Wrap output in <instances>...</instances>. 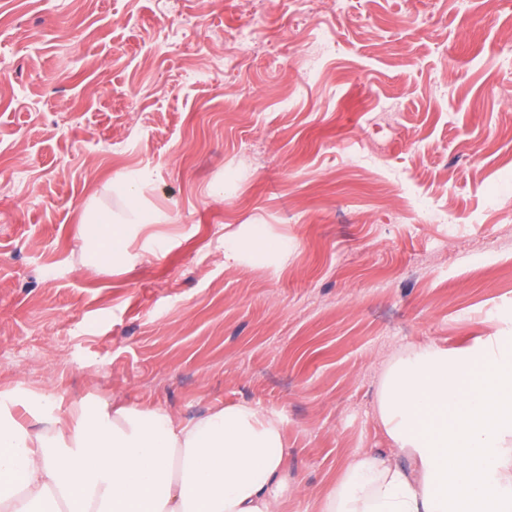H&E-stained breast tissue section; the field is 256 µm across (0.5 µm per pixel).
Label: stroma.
<instances>
[{
    "label": "stroma",
    "instance_id": "stroma-1",
    "mask_svg": "<svg viewBox=\"0 0 512 512\" xmlns=\"http://www.w3.org/2000/svg\"><path fill=\"white\" fill-rule=\"evenodd\" d=\"M511 44L512 0H0L12 416L272 410L303 512L389 447L395 356L512 318ZM130 179L160 221L88 272L83 217L122 218ZM264 240V229L260 224L253 226L252 234L248 239L234 236L224 238V262H238V260Z\"/></svg>",
    "mask_w": 512,
    "mask_h": 512
}]
</instances>
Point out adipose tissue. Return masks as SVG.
<instances>
[{
    "label": "adipose tissue",
    "instance_id": "adipose-tissue-1",
    "mask_svg": "<svg viewBox=\"0 0 512 512\" xmlns=\"http://www.w3.org/2000/svg\"><path fill=\"white\" fill-rule=\"evenodd\" d=\"M0 414V512H281L280 417L234 404L186 419L110 403ZM389 449L355 455L317 512H512V327L418 345L378 385Z\"/></svg>",
    "mask_w": 512,
    "mask_h": 512
}]
</instances>
